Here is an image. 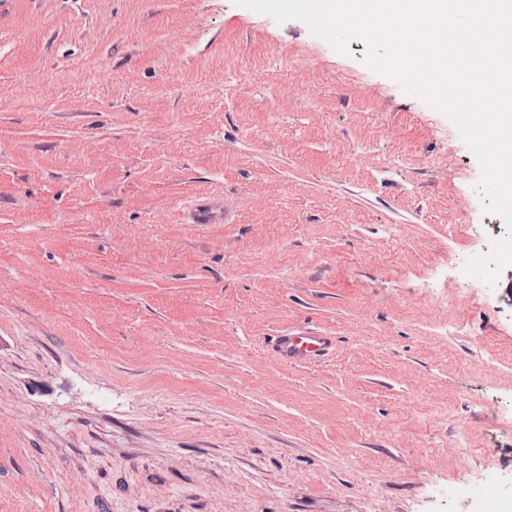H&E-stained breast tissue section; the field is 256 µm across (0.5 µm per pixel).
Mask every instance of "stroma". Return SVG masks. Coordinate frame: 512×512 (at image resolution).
<instances>
[{
	"label": "stroma",
	"mask_w": 512,
	"mask_h": 512,
	"mask_svg": "<svg viewBox=\"0 0 512 512\" xmlns=\"http://www.w3.org/2000/svg\"><path fill=\"white\" fill-rule=\"evenodd\" d=\"M364 54L234 0H0V512H475L464 455L512 482V264L463 272L502 218ZM299 328L335 349L278 363ZM219 211V212H218ZM224 217L222 206L215 203L197 202L189 215L190 224H216Z\"/></svg>",
	"instance_id": "stroma-1"
}]
</instances>
